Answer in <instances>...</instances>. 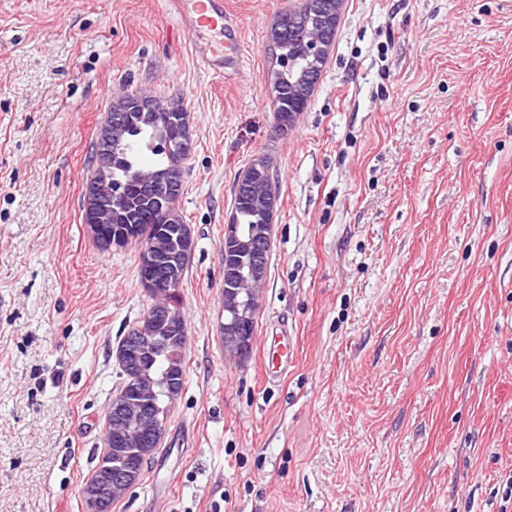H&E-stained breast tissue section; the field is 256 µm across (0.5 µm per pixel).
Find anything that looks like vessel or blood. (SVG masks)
<instances>
[{
  "instance_id": "b4317fda",
  "label": "vessel or blood",
  "mask_w": 512,
  "mask_h": 512,
  "mask_svg": "<svg viewBox=\"0 0 512 512\" xmlns=\"http://www.w3.org/2000/svg\"><path fill=\"white\" fill-rule=\"evenodd\" d=\"M182 21L194 32L205 29L222 30V43L202 49L200 57L206 68L223 71L236 64L240 56L239 28L236 20L226 12L224 0H170Z\"/></svg>"
}]
</instances>
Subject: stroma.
I'll use <instances>...</instances> for the list:
<instances>
[{"instance_id": "1", "label": "stroma", "mask_w": 512, "mask_h": 512, "mask_svg": "<svg viewBox=\"0 0 512 512\" xmlns=\"http://www.w3.org/2000/svg\"><path fill=\"white\" fill-rule=\"evenodd\" d=\"M226 0L242 63L204 67L167 0H0V512H88L151 305L139 248L84 222L132 92L182 103L183 389L110 512H512V8L342 0L305 112L275 132L272 27ZM265 161L277 209L252 347L224 355V226ZM287 320L286 372L263 345Z\"/></svg>"}]
</instances>
